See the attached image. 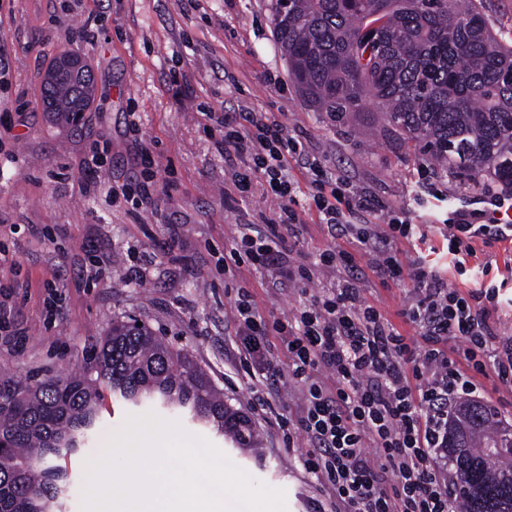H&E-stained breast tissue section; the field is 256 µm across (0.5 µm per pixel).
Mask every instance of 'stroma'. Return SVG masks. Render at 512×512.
Returning <instances> with one entry per match:
<instances>
[{
	"instance_id": "stroma-1",
	"label": "stroma",
	"mask_w": 512,
	"mask_h": 512,
	"mask_svg": "<svg viewBox=\"0 0 512 512\" xmlns=\"http://www.w3.org/2000/svg\"><path fill=\"white\" fill-rule=\"evenodd\" d=\"M274 2L0 0V251L16 260L17 277L27 283L18 295L26 338L0 347V377L42 380L86 367L113 321L137 318L187 352L225 403L249 416L259 446L237 448L164 410L160 418L211 438L255 479L284 489L287 512H334L326 488L304 469L305 442L287 447L249 404L253 383L235 357L224 248L237 223H264L277 204L235 191V163L216 150L219 132L208 113H285L289 133L309 154L384 203L373 223H387L389 208L403 210L412 223L432 225L435 247L449 210L484 223L503 186L476 187L434 171L382 131L373 104L341 124L308 108L273 34ZM64 51L91 60L98 88L92 111L76 122L40 106V74ZM145 148L151 161L141 158ZM93 149L102 166L91 173L84 161ZM144 185L152 192L146 209L135 203ZM112 187L119 196L109 195ZM303 219L290 258L314 266L315 290L336 278V270L314 265L318 250L333 242L315 214ZM166 242L173 255L163 253ZM478 258L497 262L484 282L499 286L498 330L512 336V279L500 273L512 250L499 242ZM140 264L143 283L129 272ZM244 281L261 312L284 317L300 304L298 291L271 290L259 272ZM361 292L402 325L411 283L383 285L370 276ZM134 412L118 404L103 411L93 442L67 465L65 512H82L87 460Z\"/></svg>"
}]
</instances>
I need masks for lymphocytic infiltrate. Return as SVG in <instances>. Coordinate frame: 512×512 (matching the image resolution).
Listing matches in <instances>:
<instances>
[{
	"label": "lymphocytic infiltrate",
	"instance_id": "obj_1",
	"mask_svg": "<svg viewBox=\"0 0 512 512\" xmlns=\"http://www.w3.org/2000/svg\"><path fill=\"white\" fill-rule=\"evenodd\" d=\"M209 118L223 130L218 150L240 161L235 190L258 189L278 203L268 223L237 225L224 251L225 278L249 267L267 273L279 290L311 281L310 267L288 262L303 221L290 170L303 164L314 189L308 208L332 241L345 238L373 254L371 270L382 283L413 285V301L401 313L405 332L363 299V270L333 245L319 252V263L341 276L291 317L262 315L249 288L236 289L233 320L247 375L272 392L287 382L301 392L296 422L279 413L276 425L305 439L306 471L346 512H461L445 479L448 415L458 402L479 397L487 372L512 384V336L500 335L492 321L501 308L495 286L463 290L449 286L448 275L475 257L474 240L487 247L505 241L512 224L495 216L472 224L456 214L445 237L446 268L419 257L404 261L403 243L427 240L424 225L397 215L383 226L368 223L382 203L309 156L287 121L271 112Z\"/></svg>",
	"mask_w": 512,
	"mask_h": 512
}]
</instances>
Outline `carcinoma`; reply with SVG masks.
Segmentation results:
<instances>
[{"mask_svg": "<svg viewBox=\"0 0 512 512\" xmlns=\"http://www.w3.org/2000/svg\"><path fill=\"white\" fill-rule=\"evenodd\" d=\"M275 36L308 106L344 123L373 101L394 133L440 170L512 186V43L498 39L485 0H275ZM159 402L257 447L249 420L191 356L148 326L116 321L91 366L27 382L0 379V512H61V462L84 448L106 397ZM512 430L481 403L448 425V459L469 492L465 512H512Z\"/></svg>", "mask_w": 512, "mask_h": 512, "instance_id": "1", "label": "carcinoma"}]
</instances>
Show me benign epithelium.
<instances>
[{"mask_svg": "<svg viewBox=\"0 0 512 512\" xmlns=\"http://www.w3.org/2000/svg\"><path fill=\"white\" fill-rule=\"evenodd\" d=\"M67 80L79 88L77 97H69L64 101L53 95L62 80ZM43 91L42 103L47 112H56L66 108L72 112H87L97 97V86L94 84L93 72L89 62L80 56L64 52L56 56L53 62L40 76Z\"/></svg>", "mask_w": 512, "mask_h": 512, "instance_id": "benign-epithelium-1", "label": "benign epithelium"}]
</instances>
